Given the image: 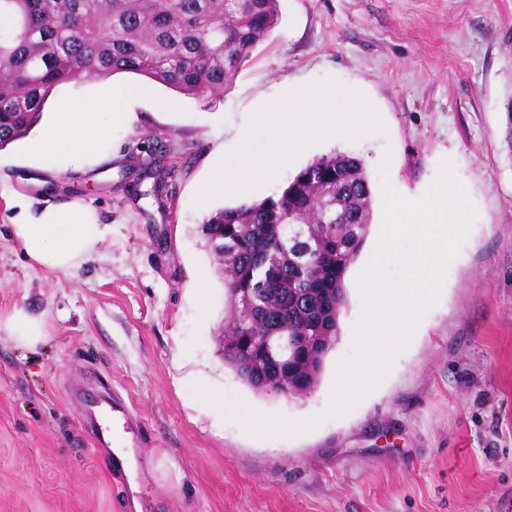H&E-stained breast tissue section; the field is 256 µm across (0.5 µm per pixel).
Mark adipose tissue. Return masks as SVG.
<instances>
[{
    "instance_id": "adipose-tissue-1",
    "label": "adipose tissue",
    "mask_w": 512,
    "mask_h": 512,
    "mask_svg": "<svg viewBox=\"0 0 512 512\" xmlns=\"http://www.w3.org/2000/svg\"><path fill=\"white\" fill-rule=\"evenodd\" d=\"M139 89L111 87L100 99V111H88L83 105H61L53 123L29 146L30 153L49 170L70 155L94 151L106 144L113 126L129 123L130 102L139 97ZM334 91L292 86L286 98L267 102V128L260 146H252L250 134L239 137V154L235 161L216 170L201 186V199L214 192L241 201L249 200L256 184L270 179L288 166L316 140L358 137L366 132L365 104L355 101L351 112L331 118ZM110 116H102V109ZM28 259L34 264L56 271L78 269L92 255L96 245L109 232L87 206H46L37 213L20 212L14 226Z\"/></svg>"
}]
</instances>
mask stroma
<instances>
[{"label":"stroma","instance_id":"35a3bbf8","mask_svg":"<svg viewBox=\"0 0 512 512\" xmlns=\"http://www.w3.org/2000/svg\"><path fill=\"white\" fill-rule=\"evenodd\" d=\"M280 23L226 91L187 97L136 74L78 79L59 104L98 98L107 83L144 88L134 120L106 150L42 169L27 139L0 149V316L44 319L33 348L0 330V512H512V0H279ZM349 88L367 101V132L320 141L254 192L262 200L316 157L362 159L372 188L366 240L382 238L384 190L419 200L444 173L476 219L433 303L378 383L342 413L328 396L354 359L364 323L348 273L340 338L304 397L255 392L224 363V283L197 228L223 195L198 189L237 151L236 136L266 125L264 104L288 85ZM165 145L176 192L159 206L124 193L128 148ZM32 209L82 203L112 227L72 272L26 257L12 223ZM210 288L200 308L199 276ZM202 381L223 413L186 394ZM128 417L111 416L114 400ZM126 447L124 473L99 447L94 414ZM310 419L294 431L254 432V418Z\"/></svg>","mask_w":512,"mask_h":512}]
</instances>
